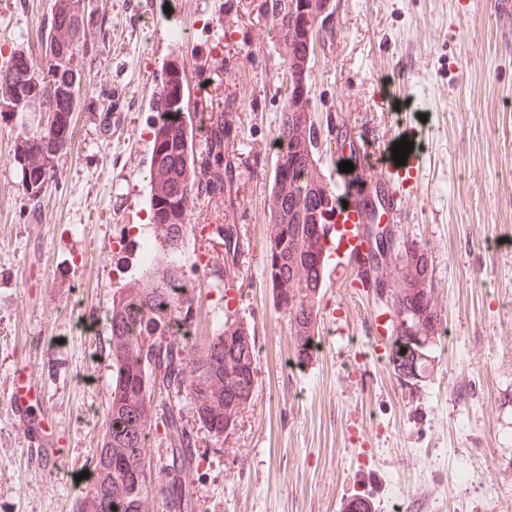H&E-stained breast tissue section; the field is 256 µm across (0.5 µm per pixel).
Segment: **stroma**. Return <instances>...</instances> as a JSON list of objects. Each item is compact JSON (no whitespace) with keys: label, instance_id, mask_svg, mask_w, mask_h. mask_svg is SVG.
Wrapping results in <instances>:
<instances>
[{"label":"stroma","instance_id":"stroma-1","mask_svg":"<svg viewBox=\"0 0 512 512\" xmlns=\"http://www.w3.org/2000/svg\"><path fill=\"white\" fill-rule=\"evenodd\" d=\"M54 0H0V64L45 45ZM332 35L311 59L316 155L328 183L341 162L380 168L394 143L421 155L392 221L432 256L447 333L420 391L385 363L384 319L354 268L326 272L321 347L292 362L286 317L266 268L271 144L288 95L284 54L265 0H83L87 49L67 145L36 198L17 157L45 106L0 113V512H76L93 471L112 389L116 289L133 285L154 237L150 214L154 95L183 64L193 151L210 118L233 119L224 152L232 192L199 190L182 253L205 309L192 332L231 317L258 347L255 395L215 438L192 426L176 484L190 512H512V17L500 0H332ZM346 126L358 156L337 147ZM236 228L233 265L222 228ZM28 371L57 462L39 464L15 431L9 395Z\"/></svg>","mask_w":512,"mask_h":512}]
</instances>
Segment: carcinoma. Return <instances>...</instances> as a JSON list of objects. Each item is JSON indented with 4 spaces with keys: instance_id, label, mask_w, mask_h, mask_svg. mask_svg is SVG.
Wrapping results in <instances>:
<instances>
[{
    "instance_id": "cac0c4a2",
    "label": "carcinoma",
    "mask_w": 512,
    "mask_h": 512,
    "mask_svg": "<svg viewBox=\"0 0 512 512\" xmlns=\"http://www.w3.org/2000/svg\"><path fill=\"white\" fill-rule=\"evenodd\" d=\"M269 30L279 37L284 56L295 59L306 50L301 18L288 9V0H266ZM67 26L71 39L56 47L48 35L45 64L40 70L12 74L10 63L0 66V78L15 80V95L0 101V112H21L26 100L40 97L61 101L69 111L52 113L50 125L29 137L43 159L64 148L74 103L84 77L67 68L66 55L87 44L84 16H52L50 30ZM187 106L175 98L157 109L152 161L173 171L164 191H151L152 221L165 226V235L143 248L155 254L150 266L140 267L132 288L112 295L109 320V357L112 394L107 408L106 428L97 449L95 482L86 492L87 512H153L158 501H168L177 492L169 473H180L187 457L193 456L195 440L183 423L179 403L186 400L195 409L200 427L218 437L235 422L233 400L247 406L256 384L258 348L249 327L226 319L211 335L199 340L187 337L183 327L193 318L195 294L184 287L181 265L184 242L192 225L181 222L185 195L205 181L213 189L231 192L229 166L219 167L224 147L232 133V121L216 117L209 128L206 154L195 159L192 132L188 130ZM275 141L279 158L291 169V177L274 176L269 233L282 243L278 257L266 253L267 272L275 308L288 319L294 358L302 367L311 361L321 344L319 329L320 290L323 287L327 240L315 234L317 224L331 223L336 205L334 188L324 181L315 155L317 133L307 126L301 112L283 106ZM22 185L36 197L47 176L45 167L21 165ZM328 212L330 217L323 216ZM402 266L389 270L394 283L391 317L398 329L386 338V360L400 358L411 338L436 342L444 337L446 323L435 295L433 265L428 249L401 241ZM165 408L161 424L171 448L170 472H155L148 462V438L155 422V406Z\"/></svg>"
}]
</instances>
